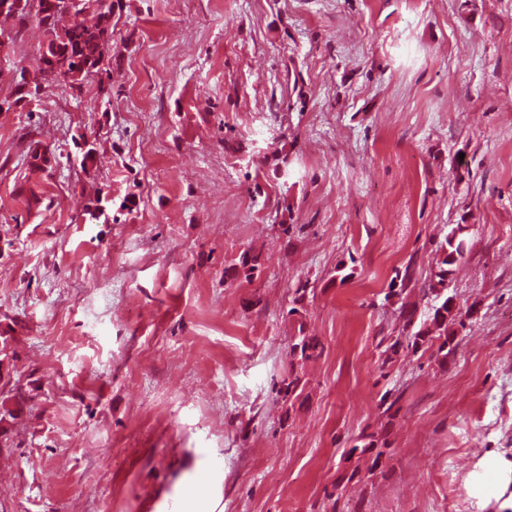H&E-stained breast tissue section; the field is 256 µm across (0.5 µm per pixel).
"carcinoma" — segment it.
Listing matches in <instances>:
<instances>
[{"mask_svg": "<svg viewBox=\"0 0 512 512\" xmlns=\"http://www.w3.org/2000/svg\"><path fill=\"white\" fill-rule=\"evenodd\" d=\"M121 0H39L35 13L39 26L43 29L45 49L36 68L30 71L32 82L19 74L17 83L18 100L22 101L34 92L59 85L53 75H72L77 85L72 91L82 92L85 86L110 75L112 68V36L117 23L114 22L115 9ZM468 236L465 227L458 224L451 229L437 247L433 267L431 306L428 316L420 325H415L413 313L407 309L404 294L412 279L409 270L396 274L400 288L396 292L400 305L399 316L405 322V328L413 332L405 336L413 347L426 341H440L438 351L443 359L454 354L455 327L462 324L451 312L449 302L453 296L448 294V286L453 280L457 263L464 259L458 252L460 239ZM261 267L260 258L247 251L243 252L236 268L237 276L250 280ZM319 343L307 336H300L292 344L291 350L306 361L315 357Z\"/></svg>", "mask_w": 512, "mask_h": 512, "instance_id": "1", "label": "carcinoma"}]
</instances>
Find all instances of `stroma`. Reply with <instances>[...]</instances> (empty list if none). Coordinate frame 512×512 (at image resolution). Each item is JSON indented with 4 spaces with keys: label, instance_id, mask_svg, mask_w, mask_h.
Segmentation results:
<instances>
[{
    "label": "stroma",
    "instance_id": "35a3bbf8",
    "mask_svg": "<svg viewBox=\"0 0 512 512\" xmlns=\"http://www.w3.org/2000/svg\"><path fill=\"white\" fill-rule=\"evenodd\" d=\"M122 2L102 87L0 54V512H512V0ZM458 224L454 358L386 357ZM395 280H399L400 288L398 292L395 293V295L398 297V301L400 302L399 307L397 308L399 316L403 318L405 322V329L408 331L409 328L413 330L416 325L413 318V313L410 312L407 309L406 303L403 301L404 297L403 295L406 293L407 289L410 287L412 279L409 272V269L406 268L404 270V273L400 274L399 272L396 273L395 279L391 282V291L393 290V286L395 283Z\"/></svg>",
    "mask_w": 512,
    "mask_h": 512
}]
</instances>
